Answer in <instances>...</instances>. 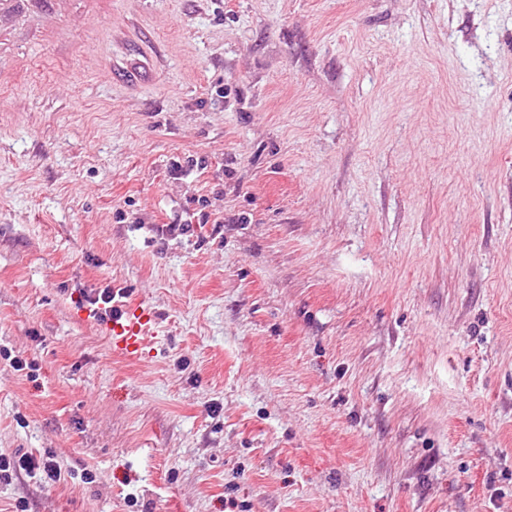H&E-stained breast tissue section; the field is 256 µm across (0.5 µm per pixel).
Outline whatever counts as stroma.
Returning <instances> with one entry per match:
<instances>
[{
  "label": "stroma",
  "instance_id": "1",
  "mask_svg": "<svg viewBox=\"0 0 512 512\" xmlns=\"http://www.w3.org/2000/svg\"><path fill=\"white\" fill-rule=\"evenodd\" d=\"M111 7L0 44V454L65 472L0 512H512V0ZM116 295L109 289H104L96 298L90 300V304L97 305L98 310H103L101 318L109 316L112 320V347L114 353L126 359H138L143 354L145 347V337L150 328L151 313L142 306L141 301L136 297H127L121 301L119 313L112 317V310L117 308L112 306ZM102 304L103 308L98 305Z\"/></svg>",
  "mask_w": 512,
  "mask_h": 512
}]
</instances>
